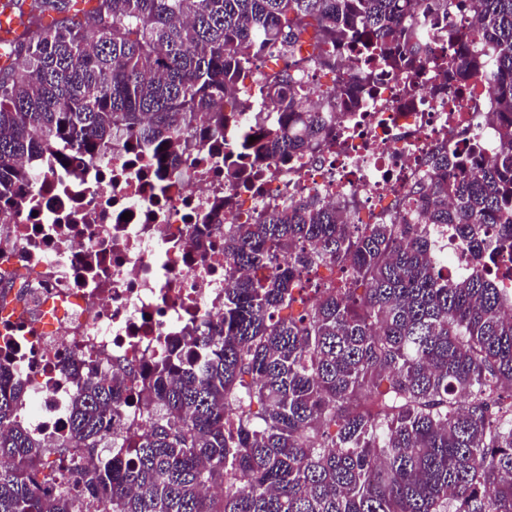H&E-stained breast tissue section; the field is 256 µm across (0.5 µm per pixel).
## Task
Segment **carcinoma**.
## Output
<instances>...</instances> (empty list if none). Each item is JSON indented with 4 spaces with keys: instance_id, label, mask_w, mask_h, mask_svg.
<instances>
[{
    "instance_id": "carcinoma-1",
    "label": "carcinoma",
    "mask_w": 512,
    "mask_h": 512,
    "mask_svg": "<svg viewBox=\"0 0 512 512\" xmlns=\"http://www.w3.org/2000/svg\"><path fill=\"white\" fill-rule=\"evenodd\" d=\"M16 0L22 34L0 67V197L33 180L16 161L56 149L92 158L123 131L158 151L257 61L276 117L246 126L224 175L258 176L267 160L308 150L335 120L336 101L309 111L306 70H336L351 49L372 64L418 73L423 31L450 0ZM477 39L447 28L455 83L486 73L498 149L458 162L442 147L436 178L372 224H346L315 198L224 227V318L181 352L132 378L137 422L107 436L128 388L87 376L69 435L88 468L49 453L21 413L23 386L0 367V512H512V0H464ZM56 18L43 23L45 14ZM256 140L251 142L249 137ZM472 261L443 273L446 241ZM338 265L327 281L319 268ZM254 268L257 275L241 272ZM289 314L282 315L283 311Z\"/></svg>"
}]
</instances>
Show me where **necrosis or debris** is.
Segmentation results:
<instances>
[{
    "instance_id": "obj_1",
    "label": "necrosis or debris",
    "mask_w": 512,
    "mask_h": 512,
    "mask_svg": "<svg viewBox=\"0 0 512 512\" xmlns=\"http://www.w3.org/2000/svg\"><path fill=\"white\" fill-rule=\"evenodd\" d=\"M226 91L251 109L201 140L200 116L165 160L125 134L90 160L58 167L53 151L23 160L38 182L0 200V364L30 396L22 416L45 447L68 432L82 368L128 381L129 368L169 356L224 312V227L264 209L317 197L344 221L370 224L426 177L437 146L484 160L497 150L483 74L467 88L444 72H380L378 94L333 126L335 136L289 161L271 159L250 186L225 178L242 123L261 103L260 79Z\"/></svg>"
}]
</instances>
